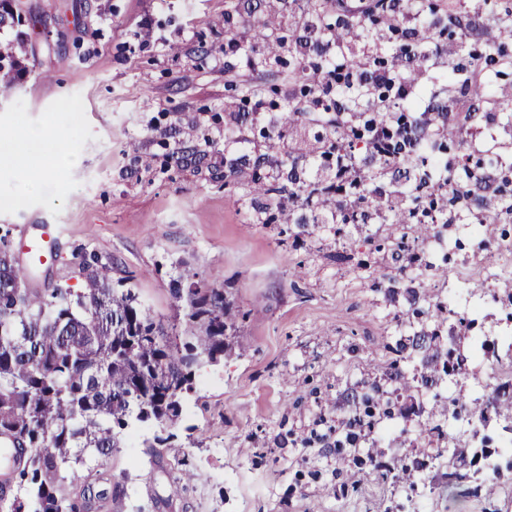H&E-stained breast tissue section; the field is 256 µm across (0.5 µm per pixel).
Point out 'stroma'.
Masks as SVG:
<instances>
[{
    "mask_svg": "<svg viewBox=\"0 0 512 512\" xmlns=\"http://www.w3.org/2000/svg\"><path fill=\"white\" fill-rule=\"evenodd\" d=\"M504 0H461L478 32H430L431 54L408 74L415 107L456 113L461 84L452 64L471 62L495 40V13ZM27 33L15 47L23 66L11 92L0 95V157L16 149L14 134L69 141L77 163L31 188L0 167V231L10 240L47 238L51 262L16 260L37 291L61 286L83 291L82 256H94L111 279H128L143 306L163 323L176 313L170 279L195 272L226 290L238 334L222 364L202 367L184 406L195 430L186 444L198 479L170 494L173 458L152 462L147 449H123L101 476L122 484L111 512H512V473L483 471L479 498L449 487L448 446H465L464 415L482 386L512 398V360L500 334L512 312L502 300L512 278L491 281L473 259L495 265L512 223L485 236L474 226L435 220L415 244L419 256L413 295H392L399 265L385 239L389 227L355 224L290 229L287 219L254 223L250 204L224 182V159L252 148L253 132L226 136L232 116L262 104L282 112L299 98L287 69L265 66L271 45L256 47L257 64L239 71V54L225 51L229 33L247 21L271 19L287 34L301 32L296 13L277 0H24ZM356 23L343 31L350 51L395 56L400 43L366 31L365 12L342 6ZM261 88L260 100L241 87ZM468 137L455 125L451 140L477 147L512 133L500 108L512 106V66L492 92L475 99ZM54 232H47V225ZM463 277L457 305L469 323L432 318L444 304L452 274ZM435 332L403 368L410 382L396 388L383 365L397 344ZM492 350L472 358L469 376L452 385L423 359L443 363L449 350ZM378 383L390 403L383 433L356 426L364 414L362 387ZM406 467L405 479L372 471L368 457Z\"/></svg>",
    "mask_w": 512,
    "mask_h": 512,
    "instance_id": "stroma-1",
    "label": "stroma"
}]
</instances>
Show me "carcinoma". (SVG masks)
Listing matches in <instances>:
<instances>
[{"mask_svg": "<svg viewBox=\"0 0 512 512\" xmlns=\"http://www.w3.org/2000/svg\"><path fill=\"white\" fill-rule=\"evenodd\" d=\"M304 2L310 17L308 33L320 40L331 33L322 24L323 14L336 7V0H282ZM502 41L485 45L477 66L461 67L448 78L465 87L494 86L500 67L509 62L506 41L512 39V11L499 18ZM252 39L286 48L285 38L265 21L254 24ZM9 65L0 69V83L13 85L18 74L12 48L0 49ZM365 62L352 52L334 57L297 58L289 75L303 87L301 99L286 106L287 113L271 123L263 143L252 155L224 161V184L245 185L253 195L257 221L273 224L275 212L296 214L293 224L306 229L315 218V201L337 198L339 216L349 223L358 214L362 224H388L390 214H416L406 206L418 195L427 198L428 210L448 205V223L473 219L483 200L474 196L471 182L488 179L478 174L479 163L457 154L445 168L455 170L453 182L445 183L441 171L431 169L422 156L425 148L443 151L440 129L418 138L405 131V123L390 112H373L361 124L352 97L322 105L321 95L307 85V69L325 70L328 80L348 87ZM309 117L314 129L302 142H288L283 150L280 126L294 116ZM364 143L369 162V179L381 185L377 202L364 190V176L350 180L333 172L308 181L298 160L333 159ZM273 169L262 176L260 169ZM86 288L73 293L69 288L34 292L26 288L27 273L11 253L8 234L0 236V434L18 436L31 449L24 467L15 475L10 496L0 498V512H85L88 478L105 461L127 447L137 428L151 429L145 447L162 459L176 450L174 429L183 417V401L195 391L196 369L216 365L231 349L227 331L235 328L232 305L222 288H209L194 276L180 273L170 282V294L184 311V328L164 325L147 313L136 293L125 281H112L97 262L80 263ZM408 347L393 350L385 374L404 379L400 367ZM512 413V401L500 403L492 396L475 399L474 420L469 423V449L454 448L457 459L466 451L479 458L476 445L480 427L489 410ZM179 476L170 485V495L179 496L198 476L196 469L178 460Z\"/></svg>", "mask_w": 512, "mask_h": 512, "instance_id": "cac0c4a2", "label": "carcinoma"}]
</instances>
